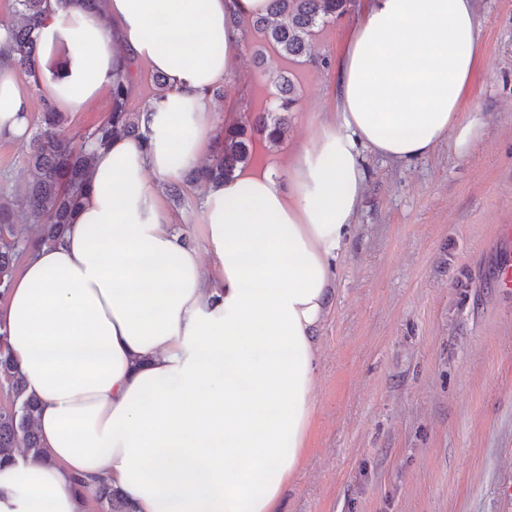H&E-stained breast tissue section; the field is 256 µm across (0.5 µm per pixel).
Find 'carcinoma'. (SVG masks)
Here are the masks:
<instances>
[{
  "mask_svg": "<svg viewBox=\"0 0 512 512\" xmlns=\"http://www.w3.org/2000/svg\"><path fill=\"white\" fill-rule=\"evenodd\" d=\"M267 17H258L254 25L279 53L292 60H309L324 66L327 61L311 57L309 39L314 29L352 12L356 0H272ZM50 3L48 0H14V18L0 23L6 36L0 41V56L13 59L29 72L37 65L34 32L41 25ZM276 105L254 112L224 126L215 145L211 162L196 169L190 182L199 185L222 184L248 164L254 141L276 145L286 129L287 114L297 105L294 83L286 75L275 77ZM132 94L129 80L119 78L112 88L111 112L93 129L88 138L105 146L114 136H123L139 144L148 140L149 113L130 112L127 103ZM66 113L48 109L40 113L37 130L31 137L30 152L24 163L28 173V191L23 203L24 224L13 220L12 207L0 200V295L10 288L18 258L23 252L21 237L32 230L36 245L59 241L66 233L88 185L92 156L84 146L61 136ZM0 378L13 393L12 403L0 407V464L15 460L20 454L46 461L35 429L37 401L27 394V386L17 371L13 357L0 350ZM91 495L105 512H129L124 496L111 485L102 483Z\"/></svg>",
  "mask_w": 512,
  "mask_h": 512,
  "instance_id": "cac0c4a2",
  "label": "carcinoma"
}]
</instances>
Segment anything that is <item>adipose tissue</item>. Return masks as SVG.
I'll return each mask as SVG.
<instances>
[{
	"mask_svg": "<svg viewBox=\"0 0 512 512\" xmlns=\"http://www.w3.org/2000/svg\"><path fill=\"white\" fill-rule=\"evenodd\" d=\"M271 2L76 0L37 29L28 80L0 60V138L16 141L30 130L27 83L73 113L130 61L168 80L147 145L92 148L66 234L28 253L0 304L49 453L0 465V512H91L102 479L131 512H279L307 449L360 147L406 162L445 139L462 156L478 138L464 109L481 55L474 0H366L336 61L335 112L288 171L258 163L205 189V268L157 186L203 158L209 92L236 64L243 21Z\"/></svg>",
	"mask_w": 512,
	"mask_h": 512,
	"instance_id": "ef3b65f1",
	"label": "adipose tissue"
}]
</instances>
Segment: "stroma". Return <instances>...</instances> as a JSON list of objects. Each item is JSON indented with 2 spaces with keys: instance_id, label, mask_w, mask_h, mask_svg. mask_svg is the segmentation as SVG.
Wrapping results in <instances>:
<instances>
[{
  "instance_id": "35a3bbf8",
  "label": "stroma",
  "mask_w": 512,
  "mask_h": 512,
  "mask_svg": "<svg viewBox=\"0 0 512 512\" xmlns=\"http://www.w3.org/2000/svg\"><path fill=\"white\" fill-rule=\"evenodd\" d=\"M483 58L468 111L471 151L450 141L406 163L363 149L365 185L336 295L319 332L316 411L304 464L281 512H512V288L497 273L512 245V0H475ZM356 13L316 30L317 67L282 57L243 24L238 66L217 85L215 126L275 103L278 74L298 103L275 147L284 164L335 109L333 65ZM28 141H0V195L21 202ZM199 185L162 198L172 227L202 248Z\"/></svg>"
}]
</instances>
